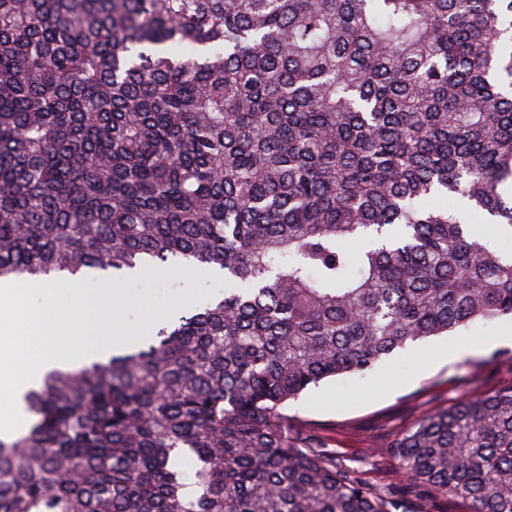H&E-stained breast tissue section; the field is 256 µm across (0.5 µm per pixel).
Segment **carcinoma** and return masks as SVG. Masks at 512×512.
<instances>
[{
  "instance_id": "1",
  "label": "carcinoma",
  "mask_w": 512,
  "mask_h": 512,
  "mask_svg": "<svg viewBox=\"0 0 512 512\" xmlns=\"http://www.w3.org/2000/svg\"><path fill=\"white\" fill-rule=\"evenodd\" d=\"M472 214L512 238V0H0V280L230 284L44 373L0 512H405L285 408L512 319ZM390 447L432 499L512 512V384Z\"/></svg>"
}]
</instances>
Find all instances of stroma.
<instances>
[{"mask_svg":"<svg viewBox=\"0 0 512 512\" xmlns=\"http://www.w3.org/2000/svg\"><path fill=\"white\" fill-rule=\"evenodd\" d=\"M127 315L139 322V338L153 326L146 312L191 296L200 306L223 293V279L208 269L171 276L149 274L125 282ZM512 328V320L476 323L469 329L435 336L381 364L372 374L347 376L321 384L288 407L289 416L307 432L320 436L342 467L359 471L368 483L392 488L406 512L430 505L432 512H470L459 500L429 502L426 491L406 484L397 474L390 442L421 417L454 402L463 393H488L512 383V344L488 346L487 340Z\"/></svg>","mask_w":512,"mask_h":512,"instance_id":"stroma-1","label":"stroma"}]
</instances>
